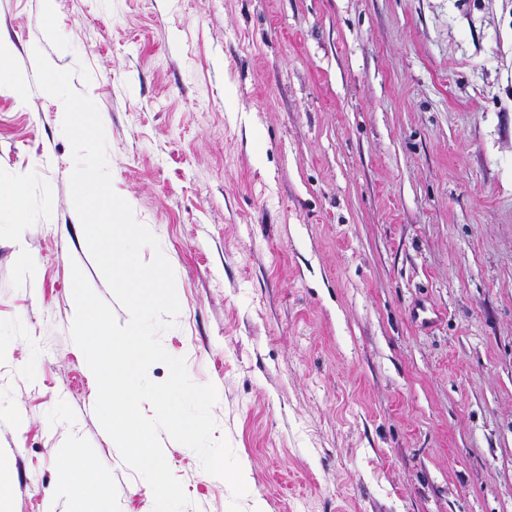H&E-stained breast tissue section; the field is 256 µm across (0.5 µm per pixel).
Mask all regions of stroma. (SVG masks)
I'll list each match as a JSON object with an SVG mask.
<instances>
[{
	"mask_svg": "<svg viewBox=\"0 0 512 512\" xmlns=\"http://www.w3.org/2000/svg\"><path fill=\"white\" fill-rule=\"evenodd\" d=\"M0 41L25 196L0 214V512H68L65 457L153 509L71 337L72 264L112 295L35 46L96 103L141 257L175 273L161 342L249 473L234 498L161 435L191 512H512V0H0Z\"/></svg>",
	"mask_w": 512,
	"mask_h": 512,
	"instance_id": "stroma-1",
	"label": "stroma"
}]
</instances>
